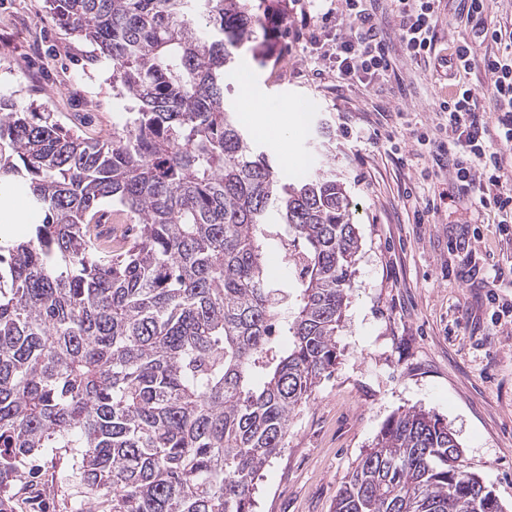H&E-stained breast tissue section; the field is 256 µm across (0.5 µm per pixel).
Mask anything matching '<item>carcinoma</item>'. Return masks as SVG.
I'll use <instances>...</instances> for the list:
<instances>
[{
	"mask_svg": "<svg viewBox=\"0 0 512 512\" xmlns=\"http://www.w3.org/2000/svg\"><path fill=\"white\" fill-rule=\"evenodd\" d=\"M279 0H48L112 61L134 112L87 141L0 98V203L27 185L39 223L0 244V512L56 495L35 454L64 450L80 512H253L256 476L336 363L359 235L343 183L279 184L225 78L278 31ZM133 234L102 239L105 205ZM288 225L299 288L280 320L267 215ZM333 512H503L448 425L392 416Z\"/></svg>",
	"mask_w": 512,
	"mask_h": 512,
	"instance_id": "obj_1",
	"label": "carcinoma"
}]
</instances>
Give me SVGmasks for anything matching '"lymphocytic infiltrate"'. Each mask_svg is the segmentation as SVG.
<instances>
[{
    "instance_id": "lymphocytic-infiltrate-1",
    "label": "lymphocytic infiltrate",
    "mask_w": 512,
    "mask_h": 512,
    "mask_svg": "<svg viewBox=\"0 0 512 512\" xmlns=\"http://www.w3.org/2000/svg\"><path fill=\"white\" fill-rule=\"evenodd\" d=\"M301 2L292 0L300 8V23L289 34L293 42H305L339 79L394 99V38L408 59L433 64L442 81L435 103L438 133L410 130L415 154L428 173L448 175L459 194L511 224L512 172L505 157L512 155V42H505L491 0H460L458 12L476 39L497 44V51L483 54L466 41L452 49L440 41L443 0H391L382 17L373 0H328L326 10L316 14ZM337 16L348 19V32H334L331 21ZM477 68L488 86L471 82Z\"/></svg>"
}]
</instances>
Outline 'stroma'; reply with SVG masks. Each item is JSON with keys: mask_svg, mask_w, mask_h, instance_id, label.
Returning a JSON list of instances; mask_svg holds the SVG:
<instances>
[{"mask_svg": "<svg viewBox=\"0 0 512 512\" xmlns=\"http://www.w3.org/2000/svg\"><path fill=\"white\" fill-rule=\"evenodd\" d=\"M93 47L67 35L47 0H0V95L42 105L93 141L121 127L130 101L112 92V64L88 63ZM243 59L263 100L314 102L288 141L300 167L335 173L349 196L360 247L338 358L292 416L282 452L263 470L253 512H333L336 494L384 423L408 409L437 415L461 459L512 512V237L466 197L414 220L405 193L449 189L412 153V127H434L441 92L431 69L394 57L403 86L396 117L377 122L371 88L317 78L304 45L273 44L266 64ZM38 463L58 491L48 512H75L83 486L65 453Z\"/></svg>", "mask_w": 512, "mask_h": 512, "instance_id": "obj_1", "label": "stroma"}]
</instances>
